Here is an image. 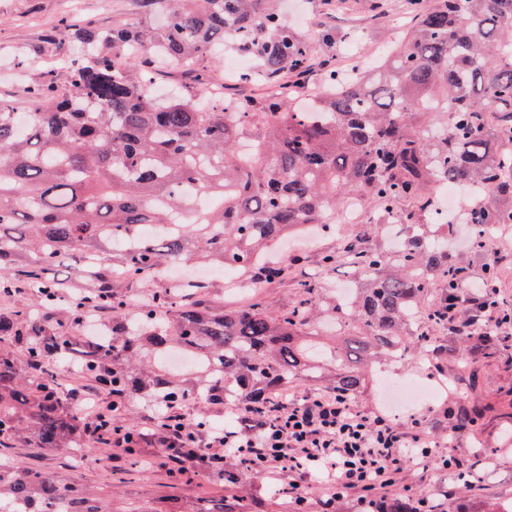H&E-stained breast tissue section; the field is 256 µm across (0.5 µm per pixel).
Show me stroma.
<instances>
[{"label":"stroma","mask_w":512,"mask_h":512,"mask_svg":"<svg viewBox=\"0 0 512 512\" xmlns=\"http://www.w3.org/2000/svg\"><path fill=\"white\" fill-rule=\"evenodd\" d=\"M289 22L300 32L329 28L336 43L321 46L319 56L345 72L355 65L353 51L363 57L381 52L390 36H403L407 21L405 0H284ZM72 17L96 28L119 21L158 24L160 15L144 9L140 0H0V101L25 111L27 91L41 84L48 70L65 75L67 59L79 55L78 45L47 43L45 34ZM349 225H319L310 233L284 240L266 255L267 265L284 267L285 275L268 284L260 299L268 310H288L299 299L296 280L311 276L322 287L323 296L339 291L350 277L345 261L344 236ZM471 227L455 225L449 242L452 254L468 272L463 284L466 297H474L475 286L484 276L488 259H496L497 286L502 297L512 300V224L498 225L493 233L492 254L471 249ZM336 262L324 266V256ZM440 358L415 355L379 363L367 372L366 385L353 396L355 405L369 412L382 411L401 426L418 422L431 444L463 462L462 472L408 465L395 494L422 498L433 512H484L489 503L512 495V431L491 413H475L473 424L463 433L452 434L462 411L512 389V358L483 369L468 346L458 344L448 329H440ZM64 398L77 412L102 404L106 394L91 376L66 364L57 372ZM406 378L418 379L437 389L431 401L393 407L383 398V386ZM188 421L198 424V442L207 445L210 428L232 422L223 405L189 397L180 404ZM145 401L122 410L117 422L136 430L139 444L135 455L113 445L95 444L92 451L33 448L18 442L4 455L20 469H38L63 481L96 488L112 501V512H166L189 501L219 496L223 483L216 474L194 467L186 475H171L166 466L163 431L153 422ZM297 474L242 471L238 495L259 505L261 512H323L321 489H304L294 498L290 484L300 482Z\"/></svg>","instance_id":"35a3bbf8"}]
</instances>
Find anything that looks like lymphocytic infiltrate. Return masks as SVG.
I'll return each instance as SVG.
<instances>
[{
	"instance_id": "f902f5d3",
	"label": "lymphocytic infiltrate",
	"mask_w": 512,
	"mask_h": 512,
	"mask_svg": "<svg viewBox=\"0 0 512 512\" xmlns=\"http://www.w3.org/2000/svg\"><path fill=\"white\" fill-rule=\"evenodd\" d=\"M470 315L457 305L442 303L449 329L479 341L485 327L512 328V313L500 314L484 297L472 298ZM236 425L214 431L211 443L218 447L215 464L248 457L260 470L326 474L330 501L347 495L373 502L383 491L402 480L407 464L437 462L442 469L457 466L456 458L437 452L419 431H407L382 414L356 407L335 392L273 399L267 412L254 414L243 404L232 405Z\"/></svg>"
}]
</instances>
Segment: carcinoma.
I'll return each instance as SVG.
<instances>
[{"label":"carcinoma","mask_w":512,"mask_h":512,"mask_svg":"<svg viewBox=\"0 0 512 512\" xmlns=\"http://www.w3.org/2000/svg\"><path fill=\"white\" fill-rule=\"evenodd\" d=\"M165 15L158 28L118 22L107 29L63 20L53 37L86 53L66 63L67 85L54 73L28 94L26 127L0 103V299L32 288L39 312L0 314V447L24 441L63 450L107 442L112 415L82 423L57 387V368L79 338L84 307L112 313V330L84 337L82 371L123 397L148 392L154 405L194 394L241 402L260 412L290 385L321 380L352 397L363 368L434 345L432 332L405 335L422 319L431 288L463 300L466 268L442 236L421 230L432 184L494 189L473 207L471 244L491 245L490 229L512 218V0H408L410 24L377 66L351 80H328L325 92L300 99L318 47L330 30L304 38L277 0H152ZM229 44L253 68L236 78L265 93L226 92L211 109L196 90L216 81L196 69L183 96L161 102L153 90L161 64L191 66ZM364 199L367 218L345 244L362 286L336 299L333 343L312 327L322 319L317 281L297 284L303 298L278 314L259 301L226 311L187 282L156 289L134 318L112 284L148 279L174 263L233 267L243 275L259 254L308 224L337 220L346 201ZM401 232L393 254L378 248L381 228ZM73 256L94 288L58 309L64 284L54 274ZM23 346V368L12 344ZM181 352L201 363L189 387L163 358ZM227 464L224 495L187 512H251L236 494ZM61 496L70 512H112L91 489L60 485L39 470L0 469V499L26 512H49ZM380 512H423L401 497Z\"/></svg>","instance_id":"1"}]
</instances>
